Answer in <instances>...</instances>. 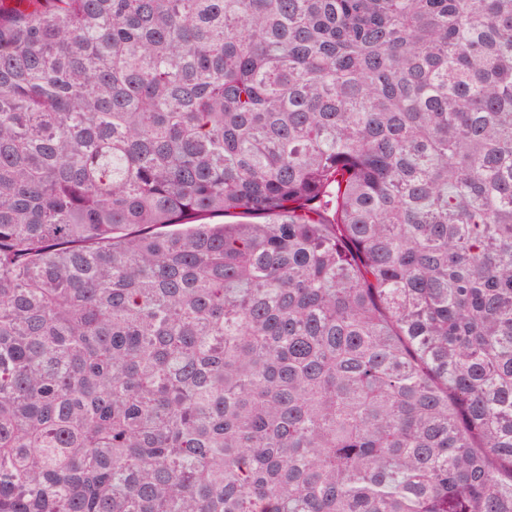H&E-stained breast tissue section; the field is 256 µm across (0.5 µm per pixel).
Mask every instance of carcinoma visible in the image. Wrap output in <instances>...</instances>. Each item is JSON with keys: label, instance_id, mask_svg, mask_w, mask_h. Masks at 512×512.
Listing matches in <instances>:
<instances>
[{"label": "carcinoma", "instance_id": "obj_1", "mask_svg": "<svg viewBox=\"0 0 512 512\" xmlns=\"http://www.w3.org/2000/svg\"><path fill=\"white\" fill-rule=\"evenodd\" d=\"M0 512H512V0H0Z\"/></svg>", "mask_w": 512, "mask_h": 512}]
</instances>
